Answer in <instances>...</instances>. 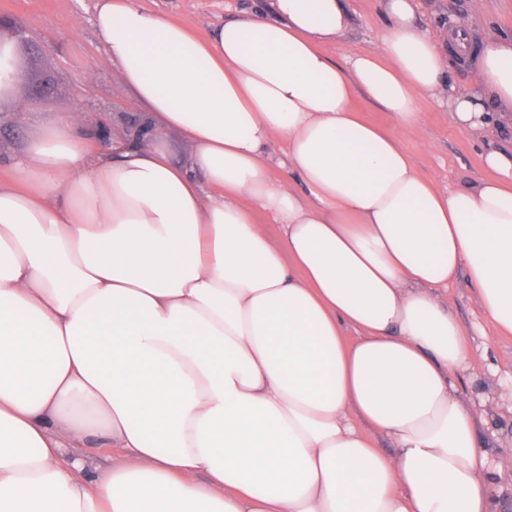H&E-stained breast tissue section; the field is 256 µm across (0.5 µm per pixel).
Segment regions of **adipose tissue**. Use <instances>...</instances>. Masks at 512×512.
I'll return each mask as SVG.
<instances>
[{
    "label": "adipose tissue",
    "instance_id": "adipose-tissue-1",
    "mask_svg": "<svg viewBox=\"0 0 512 512\" xmlns=\"http://www.w3.org/2000/svg\"><path fill=\"white\" fill-rule=\"evenodd\" d=\"M384 14L341 65L319 46L348 36L343 0H268L204 39L97 0L121 90L194 150H93L75 115L0 179V512H498L512 458L477 450L439 291L466 271L512 334V36L475 42L468 17L428 36L414 0ZM358 91L399 129L445 97L491 177L437 188ZM91 437L112 470L67 459ZM353 107L361 119L386 130L396 129L390 113L381 111L363 96H355L353 100Z\"/></svg>",
    "mask_w": 512,
    "mask_h": 512
}]
</instances>
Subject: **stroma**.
<instances>
[{"label": "stroma", "mask_w": 512, "mask_h": 512, "mask_svg": "<svg viewBox=\"0 0 512 512\" xmlns=\"http://www.w3.org/2000/svg\"><path fill=\"white\" fill-rule=\"evenodd\" d=\"M153 12L208 37L221 23L257 9L261 0H142ZM95 0H0V27L18 29L17 58L23 76L16 94L27 112L0 105V173H5L28 136L39 126L71 114L83 118L82 132L94 138L100 124L112 135H133L146 109L121 92L92 25ZM354 35L322 44L336 61L376 42L385 23L381 0H346ZM416 18L429 35L449 19L474 15L475 40L512 33V0H415ZM419 124L401 132L421 174L439 188L455 189L488 178L481 142L460 136L447 107L423 97ZM441 299L467 334L471 366L456 386L477 412L476 446L490 462L512 457V335H498L483 315L467 273H459Z\"/></svg>", "instance_id": "obj_1"}]
</instances>
